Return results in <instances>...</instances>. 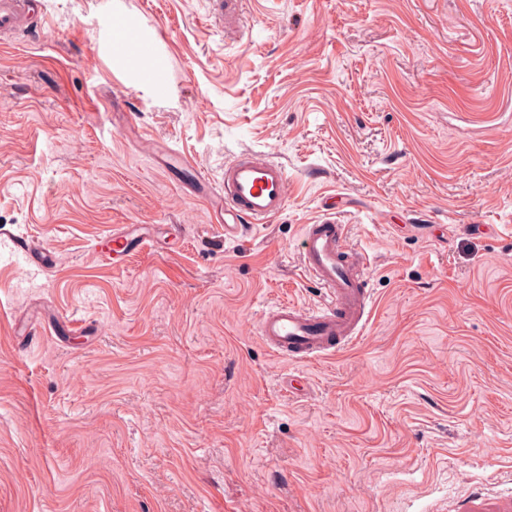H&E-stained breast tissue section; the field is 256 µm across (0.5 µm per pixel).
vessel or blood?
<instances>
[{
	"label": "vessel or blood",
	"mask_w": 512,
	"mask_h": 512,
	"mask_svg": "<svg viewBox=\"0 0 512 512\" xmlns=\"http://www.w3.org/2000/svg\"><path fill=\"white\" fill-rule=\"evenodd\" d=\"M42 0H0V37L21 31L43 12ZM207 197L221 200L216 222L225 237L238 234L242 224H264L281 213L288 201L285 167L253 153L225 164L220 182L199 177ZM300 261L310 280L329 303L315 310L293 302L270 306L259 320V336L276 355L314 360L340 350L361 336L368 321L365 283L367 259L348 246L345 227L326 222L303 228Z\"/></svg>",
	"instance_id": "b4317fda"
}]
</instances>
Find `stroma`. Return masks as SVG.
<instances>
[{"mask_svg": "<svg viewBox=\"0 0 512 512\" xmlns=\"http://www.w3.org/2000/svg\"><path fill=\"white\" fill-rule=\"evenodd\" d=\"M246 150L288 201L228 239L176 157ZM326 219L371 317L295 363L257 323L324 304ZM0 512H512V0H46L0 41Z\"/></svg>", "mask_w": 512, "mask_h": 512, "instance_id": "stroma-1", "label": "stroma"}]
</instances>
